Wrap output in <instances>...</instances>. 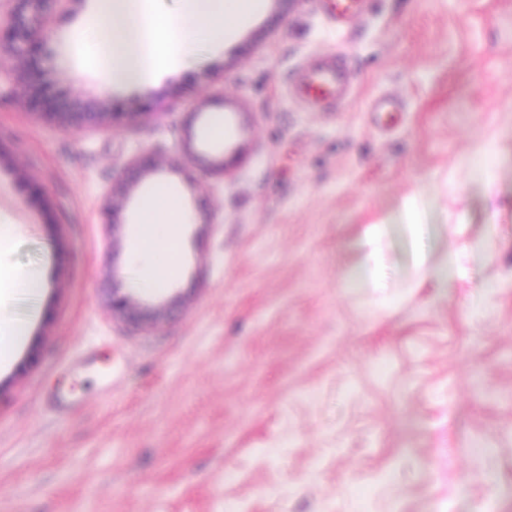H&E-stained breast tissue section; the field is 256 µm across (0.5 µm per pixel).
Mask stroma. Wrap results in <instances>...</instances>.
<instances>
[{
    "instance_id": "obj_1",
    "label": "stroma",
    "mask_w": 512,
    "mask_h": 512,
    "mask_svg": "<svg viewBox=\"0 0 512 512\" xmlns=\"http://www.w3.org/2000/svg\"><path fill=\"white\" fill-rule=\"evenodd\" d=\"M262 3L146 90L106 84L94 0L52 14L54 59L0 53V273L42 281L0 301L27 328L0 369V512H512V0H365L343 26L325 0ZM316 55L353 79L331 110L287 91ZM380 96L401 112H372ZM159 142L204 158L198 187L161 167L108 223L110 187ZM157 182L188 212L160 293L135 287L130 248ZM369 230L384 286L347 289ZM452 250L448 288L414 282ZM116 279L181 308L115 319Z\"/></svg>"
}]
</instances>
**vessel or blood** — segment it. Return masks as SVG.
Returning <instances> with one entry per match:
<instances>
[{"label":"vessel or blood","instance_id":"vessel-or-blood-1","mask_svg":"<svg viewBox=\"0 0 512 512\" xmlns=\"http://www.w3.org/2000/svg\"><path fill=\"white\" fill-rule=\"evenodd\" d=\"M362 0H327L326 11L336 24H343L357 15ZM350 82L346 69L336 58L319 55L297 71L292 92L308 107H333L347 99Z\"/></svg>","mask_w":512,"mask_h":512}]
</instances>
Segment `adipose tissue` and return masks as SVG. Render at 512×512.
I'll return each mask as SVG.
<instances>
[{"instance_id": "adipose-tissue-1", "label": "adipose tissue", "mask_w": 512, "mask_h": 512, "mask_svg": "<svg viewBox=\"0 0 512 512\" xmlns=\"http://www.w3.org/2000/svg\"><path fill=\"white\" fill-rule=\"evenodd\" d=\"M141 0H96L89 24L97 28L99 59L108 85L151 86L161 56L171 62L183 59L199 30L217 43L249 21L261 8L260 0H183L180 12L157 15L139 7ZM187 221L173 189L159 182L135 206L132 247L143 268V287L160 290L173 279L174 264L163 246L178 243Z\"/></svg>"}]
</instances>
